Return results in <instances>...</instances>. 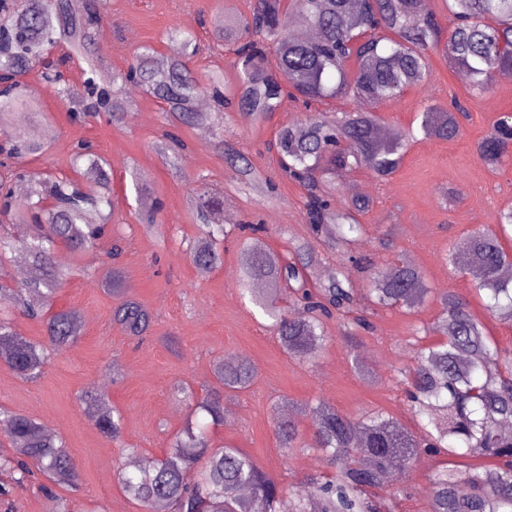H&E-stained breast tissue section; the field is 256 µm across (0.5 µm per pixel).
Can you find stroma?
Instances as JSON below:
<instances>
[{"instance_id":"1","label":"stroma","mask_w":512,"mask_h":512,"mask_svg":"<svg viewBox=\"0 0 512 512\" xmlns=\"http://www.w3.org/2000/svg\"><path fill=\"white\" fill-rule=\"evenodd\" d=\"M253 0H109L107 17L97 43L96 57L107 71L126 69L136 48L149 45L170 55V25L195 34L200 52L192 65L199 75L222 70L225 80L235 76L234 55L214 45L210 19H233L248 14ZM39 68L27 80L39 92L44 130V155L23 158L31 172L72 175V146L90 142L112 168L114 214L112 234L122 240L119 263L128 298L152 315L144 339L129 336L112 321L117 303L102 279L107 269L104 248L75 256L59 249L56 257L69 279L55 305L88 316L77 339L56 351L39 378H18L0 361V409L23 413L39 423H51L72 453L78 479L75 487L57 488L70 512H140L120 488L116 471L131 460L150 461L162 455L172 435L181 431L190 409L174 386L183 383L196 396L214 384V361L239 353L256 369L251 386L224 400V423L212 431L215 445L234 444L271 478L296 485L323 467L321 455L305 448L287 453L280 448L274 419L293 416L303 439L313 433L310 413L303 404L323 399L339 411L355 415L369 409L393 414L405 427L419 425L401 390L390 385L394 368L413 364L418 344L414 326L433 323L439 315L438 294L452 291L466 297L471 311L482 319L501 355L512 357V323L489 317L468 277L450 272L444 255L450 243L479 224H487L498 210L512 205V162L490 171L477 157L476 146L500 115L512 113V81L492 89L472 91L465 74L449 68L437 52L430 55L427 81L420 87L380 105L386 127L397 131L414 126L423 105L459 101L466 115L462 135L451 141L422 139L408 149L402 165L388 182L363 171L346 174L341 198L349 184L365 185L373 204L361 221L365 235L355 251L370 256L377 271L388 269L394 252L404 253L425 275L434 297L415 313L388 310L373 317L374 329L358 348L374 373L373 382L359 378L339 339L337 320L327 322L330 336L312 362L289 359L266 327L258 309L243 298L237 284L239 249L226 243L222 266L203 271L190 261L184 242L196 236L188 193L191 181L203 177L224 195V212L234 223L268 225L267 242L277 251L291 239L308 236L302 185L281 176L273 149L281 125L300 118L303 107L284 98L277 112L260 121L231 114L224 120V136L244 152L254 166L270 176L273 187L264 197L241 188L236 171L211 147V135L195 128L179 129L186 145L182 178H173L153 149L169 125L156 100L136 93L137 110L120 125L106 121L78 123L53 89L40 85ZM138 170L150 180L146 200L136 198L130 175ZM454 202L446 204L444 193ZM161 203L160 225L149 232L141 224L146 202ZM104 390L124 415L120 442L103 438L95 429L81 398Z\"/></svg>"}]
</instances>
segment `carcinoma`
<instances>
[{"label": "carcinoma", "instance_id": "obj_1", "mask_svg": "<svg viewBox=\"0 0 512 512\" xmlns=\"http://www.w3.org/2000/svg\"><path fill=\"white\" fill-rule=\"evenodd\" d=\"M107 0H22L20 8L0 15V215L18 231L0 232V264L21 254L28 261L26 279L16 283L0 273V353L10 370L24 380L40 377L49 349L63 347L78 336L76 312L54 307L65 280L56 251L81 254L111 235L112 169L90 143L80 141L73 160L84 166L81 182L47 175L40 179L14 165L24 155L40 154L44 145L16 132L19 124L39 118L37 90L25 78L30 61L44 45L58 42L67 49L59 59L43 64L41 82L68 104L72 119L90 118L122 124L136 110L129 88L156 99L170 125L206 126L212 148L235 168L240 183L258 187L261 173L224 139V113L238 112L263 119L277 111L286 96L303 103L309 113L277 132L278 166L306 189L303 206L310 224L307 239L290 243L288 253L273 251L263 224L219 221L224 198L210 187L192 188L191 209L198 235L187 250L192 263L213 269L224 262L221 244L239 240L238 286L269 320V327L292 360L313 361L328 336L325 320L358 306L363 314L344 327L341 339L355 373L371 372L357 354V329L371 327L369 316L379 310L410 311L426 301L431 289L423 272L397 256L389 272H373L365 287L353 280L355 268L368 264L353 247L364 233L359 217L369 209L366 197L339 205L337 178L348 171H365L386 181L399 169L409 146L418 140L450 141L462 134L460 104L454 109L428 105L418 113L417 126L391 139L379 136L382 118L376 108L397 98L404 89L422 85L429 74V53H442L448 66L467 73L470 88L483 92L502 79H512V0H445L453 25L443 29L436 15L424 13L419 0H357L355 22H346L350 0H255L248 15L230 23L212 21L214 43L233 46L236 82L212 73L207 82L191 66L199 53L191 32L178 26L170 34L182 53L161 58L144 46L123 71L104 75L94 54ZM84 64L83 87L74 88L64 75L71 59ZM355 60L354 71L347 62ZM204 96L205 110L197 107ZM336 96L363 101L364 111L329 117L311 107ZM168 164L175 167L185 144L167 135ZM478 159L496 170L512 156V114L498 117L478 142ZM27 186L18 197L15 183ZM512 206L498 211L494 223L482 224L452 244L445 262L454 274L472 276L485 296L490 316L512 322V279L501 272L512 266ZM332 262V274L316 280L313 270ZM262 282L265 287L255 288ZM441 310L428 327L415 329L438 340L422 346L413 367H396L393 380L403 386L409 410L422 425L418 432L404 427L384 411L353 417L319 401L312 406V447L321 452L325 469L289 488L264 473L240 449L214 446L198 422L171 440L165 453L149 466L119 469L117 480L141 512H392L382 510L383 495H413L417 488L395 479L394 465H409L427 454L433 457H480L493 464L464 470L435 468L422 488L429 512H512V432L502 423L512 420V359L504 358L486 334L484 324L467 301L450 292L440 295ZM44 325L47 342L29 340L16 330L15 314ZM112 321L130 336L148 328L150 316L137 301L125 298L112 311ZM215 386L193 405L213 425L224 423V396L248 388L255 371L240 356L235 363H213ZM94 427L117 441L124 416L99 390L83 397ZM276 431L283 448L297 447L298 423L279 418ZM0 432L11 452L0 454V472L21 487L34 472L55 486H72L77 472L66 442L45 433L40 424L20 413L0 411Z\"/></svg>", "mask_w": 512, "mask_h": 512}]
</instances>
